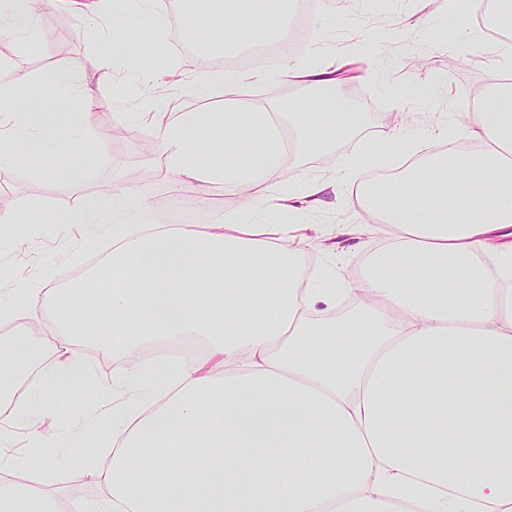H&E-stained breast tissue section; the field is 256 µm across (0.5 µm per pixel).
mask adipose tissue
I'll return each instance as SVG.
<instances>
[{"label":"adipose tissue","mask_w":512,"mask_h":512,"mask_svg":"<svg viewBox=\"0 0 512 512\" xmlns=\"http://www.w3.org/2000/svg\"><path fill=\"white\" fill-rule=\"evenodd\" d=\"M47 0H0L18 34L44 44ZM115 56L96 60L97 82L74 85L47 69L38 85L74 95L77 114L50 119L54 99L0 84L13 102L0 122V170L55 152L89 129L104 107L99 90ZM335 61L285 60L280 76L313 87L339 81ZM456 127L462 151L436 152L447 129L400 178L356 183L362 155L327 174L288 179L284 130L324 146L345 112H261L245 102L215 115L186 112L153 127L166 178L200 189L220 183L237 210L220 224H131L95 193L91 205L45 215L49 224L106 225L112 294L84 323L60 289L20 288L0 303V323L54 316L55 344L23 333L0 347V442L12 428L43 445L41 424L54 392L93 378L76 351L88 340L138 367L102 382L94 422L112 438L78 458L102 493L57 499L15 481L53 473L38 456L0 468V512H512V84L474 94ZM259 133L263 157L228 148L205 163L187 129ZM356 186L360 221L348 236L384 244L354 282L344 253L327 249L318 273L284 279L306 249L324 247L310 215L328 196ZM203 340L211 367L173 362L171 350ZM36 375V384L19 383Z\"/></svg>","instance_id":"adipose-tissue-1"}]
</instances>
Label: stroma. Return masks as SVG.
I'll use <instances>...</instances> for the list:
<instances>
[{
	"instance_id": "35a3bbf8",
	"label": "stroma",
	"mask_w": 512,
	"mask_h": 512,
	"mask_svg": "<svg viewBox=\"0 0 512 512\" xmlns=\"http://www.w3.org/2000/svg\"><path fill=\"white\" fill-rule=\"evenodd\" d=\"M291 2L154 0L156 11L179 22L185 43L183 50L168 53L172 69L153 89L155 111L175 121L186 112L223 111L244 96L258 107L280 109L284 87L277 77L280 60L262 64L266 79L258 83L238 82V70L230 61L257 40L252 26L256 15L276 12L288 17ZM306 9L307 30L296 60L315 64L332 54L350 60L354 77L339 84V95L353 98L365 121L349 130H336L325 149L294 150L283 162L290 177L300 180L330 172L338 157L352 153L365 140L381 150L395 149L392 135L398 125L392 116L399 111L405 112L409 125L419 133L444 124L451 108L459 121H467L469 101L463 90L485 85L496 75L492 67L496 41L477 35L470 15L450 12L446 0H307ZM225 11L238 38L221 48L209 46L198 30ZM41 27L53 39L38 50L24 49L13 38L0 36V47L8 50L11 61L0 70V79L19 81L46 68H61L79 79L93 74L96 58L105 47L78 13L52 0L42 13ZM142 73L141 65L132 59L120 62L115 81L101 89L112 105L98 111L80 148L65 144L39 157L33 166L0 171V301L10 302L15 289L32 285L66 289L95 270L82 250V228L14 223V216L30 205L48 212L81 207L99 186L108 185L131 217L166 224L174 207L196 197L193 185L168 181L157 152L143 148L154 136L150 126L134 117L140 107ZM409 83L427 86L429 96L397 103L394 88ZM395 151L403 161L421 158L411 147ZM78 156L86 170L82 188L50 179L51 171L70 165ZM56 396L69 413L60 419L46 418L43 434L58 444L95 453L110 436L91 422L99 391L64 386ZM44 456L64 474L63 482L53 486V494L63 500L99 496L91 477L55 448L45 449Z\"/></svg>"
}]
</instances>
